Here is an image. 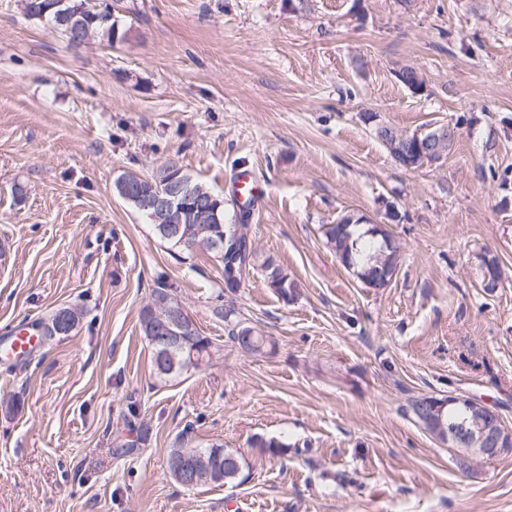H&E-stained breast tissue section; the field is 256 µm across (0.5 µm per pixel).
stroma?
<instances>
[{
    "label": "stroma",
    "instance_id": "stroma-1",
    "mask_svg": "<svg viewBox=\"0 0 512 512\" xmlns=\"http://www.w3.org/2000/svg\"><path fill=\"white\" fill-rule=\"evenodd\" d=\"M109 2L123 39L74 49L0 0V335L83 313L73 335L0 359V512H512V454L463 471L410 408L461 393L512 427V0ZM371 113L456 139L409 171ZM170 162L230 223L233 176L250 171L251 233L298 282L292 300L258 272L226 291L219 260L168 249L115 194L121 174ZM349 212L399 243L389 287H363L326 247ZM485 254L505 271L491 293ZM159 287L212 342L169 381L139 327ZM236 324L274 348L242 352ZM131 405L150 434L122 454ZM183 431L241 454L245 481L174 483Z\"/></svg>",
    "mask_w": 512,
    "mask_h": 512
}]
</instances>
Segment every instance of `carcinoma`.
Listing matches in <instances>:
<instances>
[{
    "label": "carcinoma",
    "mask_w": 512,
    "mask_h": 512,
    "mask_svg": "<svg viewBox=\"0 0 512 512\" xmlns=\"http://www.w3.org/2000/svg\"><path fill=\"white\" fill-rule=\"evenodd\" d=\"M37 0H26V11L29 16L46 20L59 32L64 29V14L79 15L81 27H90L92 36L114 41V35L119 30L114 19L112 8L106 6L97 9V4L90 0H68L63 11H50L46 14L37 9ZM122 178L134 184V195L148 197L157 189L173 182L186 181L193 186L201 182L193 179L183 168L163 167L154 178L141 177L129 172ZM218 222L210 225L211 231L200 236L204 240L202 249L217 258L224 265V287L234 291L241 287L250 274L256 270L262 272L267 287L275 288V292L288 300L296 294L298 283L288 276V273L271 257H263L259 249L247 248L246 238L250 236L245 219L238 224L225 222L224 208H219ZM152 232L159 241L168 244L173 249H184L181 236L174 235L164 224L149 221ZM326 247L334 252L341 265L352 271L358 280L377 281L386 275V269L394 261V252L383 248L385 238L389 233L382 226L374 228L368 224H352L346 216H341L334 224H327L323 230ZM57 310L53 309L37 324L40 336L44 340H52L57 333ZM140 330L151 350L153 370L162 380L181 377L199 369L211 356L212 342L196 328L183 333V339L176 345L157 346L153 338L152 321L145 312H140ZM234 342L245 347L252 345L251 353L255 354L263 348L274 346L270 337L251 326L234 327L231 330ZM444 421L454 424L468 415L467 408L454 402L450 397L444 401ZM204 457L210 467L209 478L203 484H228L237 481L245 469V461L234 451L224 448V445L212 443L206 447L195 449Z\"/></svg>",
    "instance_id": "cac0c4a2"
}]
</instances>
